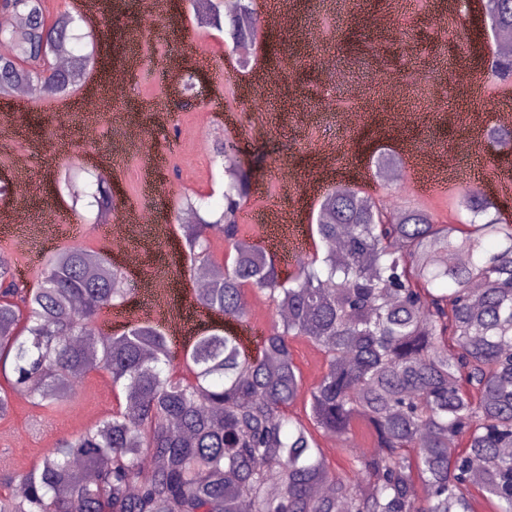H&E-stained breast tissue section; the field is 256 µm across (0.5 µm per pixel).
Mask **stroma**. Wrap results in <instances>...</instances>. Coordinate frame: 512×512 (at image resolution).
<instances>
[{
	"mask_svg": "<svg viewBox=\"0 0 512 512\" xmlns=\"http://www.w3.org/2000/svg\"><path fill=\"white\" fill-rule=\"evenodd\" d=\"M295 27L280 29L254 0V55L238 56L228 31L202 26L193 0H167L152 23L141 0H112V13L84 16L81 0H46L50 16H83L88 38L80 53L111 47L107 68L92 67L83 89L67 97L36 100L25 109L0 101V177L14 190L0 196V210L27 203L30 219L0 231V254L35 282L55 250L82 244L113 254L110 235L94 230L90 208L72 207L57 184L68 175L79 185L94 174L108 175L116 189L113 229L126 212L146 210L155 221L128 238L140 259L129 273L126 303L103 309L102 333H119L134 322L144 303L169 325L182 300H195L186 272L182 236L175 220L181 202L192 197L217 211L224 201V170L211 153L213 141L234 142L239 160L263 175L252 186L249 211L279 213L283 222L248 224L244 236L262 243L266 235L297 241L300 256L315 249L308 226L323 188L349 182L392 209L425 206L440 222L459 224L465 215L453 205L466 188L463 177L481 163L483 180L503 221L512 222V193L499 186L512 180V152L487 134L502 110L512 108V80L491 78L480 57L496 52L497 34L484 20L485 0H286ZM204 65L182 69L185 50ZM194 79L198 96L183 106V84ZM473 152L456 155L458 142ZM399 157L405 183L377 179L376 150ZM456 155L460 177L428 192H412L414 176L434 173L437 154ZM24 158L33 170L15 179L13 162ZM252 303L242 321L203 314L205 326L247 337L248 350L271 327L276 313L265 292L248 289ZM107 372L81 377L60 408L32 404L26 390L10 391V412L0 419V471L20 476L43 449L95 423L117 408Z\"/></svg>",
	"mask_w": 512,
	"mask_h": 512,
	"instance_id": "35a3bbf8",
	"label": "stroma"
}]
</instances>
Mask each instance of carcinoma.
<instances>
[{"label": "carcinoma", "mask_w": 512, "mask_h": 512, "mask_svg": "<svg viewBox=\"0 0 512 512\" xmlns=\"http://www.w3.org/2000/svg\"><path fill=\"white\" fill-rule=\"evenodd\" d=\"M2 10L20 23L0 27V95L34 81L65 95L82 83L85 68L27 69L44 44L57 57L75 53L72 15L48 23L45 0H0ZM485 16L495 30L512 29V0H485ZM484 66L512 79V56ZM213 154L227 176L224 208L202 214L187 200L195 222L180 225L190 270L211 275L200 304L240 320L244 290L255 287L288 318L253 356L231 333L199 330L177 377L164 371L175 352L154 322L99 333L100 311L129 295L125 272L105 254L61 248L33 286L0 255V378L53 408L75 377L104 370L125 401L46 449L23 476L25 494L0 476V512H475L474 489L493 512H512V455L502 452L512 447V224L496 203L461 194L469 219L460 228L422 208L391 215L340 184L319 200L311 232L320 246L284 276L241 236L248 171L226 141ZM109 182L97 177L99 219L114 209ZM211 233L228 244L222 262L209 255ZM297 339L325 362L307 390ZM359 423L378 452L346 449L341 476L317 435L347 444ZM456 442L464 447L450 451Z\"/></svg>", "instance_id": "1"}]
</instances>
